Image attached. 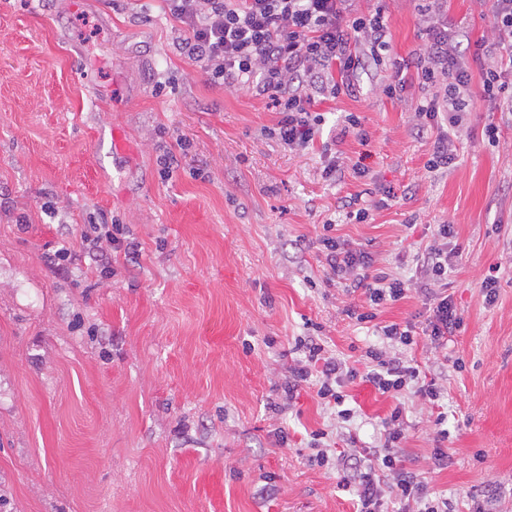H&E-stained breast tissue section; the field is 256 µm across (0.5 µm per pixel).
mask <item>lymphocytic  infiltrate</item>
Returning a JSON list of instances; mask_svg holds the SVG:
<instances>
[{
    "label": "lymphocytic infiltrate",
    "mask_w": 512,
    "mask_h": 512,
    "mask_svg": "<svg viewBox=\"0 0 512 512\" xmlns=\"http://www.w3.org/2000/svg\"><path fill=\"white\" fill-rule=\"evenodd\" d=\"M423 22L424 51L416 59L390 53V26L383 6L355 11L351 0H160L161 11L179 23L180 41L187 56L200 63L213 83L245 87L270 95L277 111L271 134L285 148L313 143L324 120L312 109L314 92L336 98L350 94L360 72L382 66L391 72L386 85L395 95L404 85L403 74L414 71L427 87L415 112L421 128L447 115L449 128L460 127L462 114L473 102L471 75L462 51L464 32L449 33L447 0H415ZM494 18L492 41H478L484 59L482 97L503 112H512V0H491ZM453 225H438L435 240L417 257L416 276L402 279L376 268V256L360 245L333 235L324 225L316 242L327 266L329 281L348 291H363L369 309H349L348 317L365 323L377 319L385 306L420 297L427 311L424 336L442 345L463 325L452 300L442 290L458 249L448 246ZM304 361L290 370L289 392L313 386L322 404L334 409L337 419L354 416L346 408L345 388L355 381L371 384L396 404L383 418L380 444L365 452L357 447L341 451L343 486L353 488L356 512H381L385 496L398 500L404 512H448V500L430 491L427 482L401 463L408 421L402 399L414 393L437 408L443 386L427 376L418 361L390 355L386 347L370 346L361 362L329 354L312 338H297ZM448 417L433 420L434 437L444 442Z\"/></svg>",
    "instance_id": "1"
}]
</instances>
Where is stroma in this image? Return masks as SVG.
I'll list each match as a JSON object with an SVG mask.
<instances>
[{
  "label": "stroma",
  "mask_w": 512,
  "mask_h": 512,
  "mask_svg": "<svg viewBox=\"0 0 512 512\" xmlns=\"http://www.w3.org/2000/svg\"><path fill=\"white\" fill-rule=\"evenodd\" d=\"M379 3L392 55H418L412 0L353 7ZM492 27L490 9L448 0L450 31L476 41ZM180 37L125 0H0V512H355L333 444L345 432L377 446L393 399L348 385L341 429L312 388L283 398L304 358L297 337L346 358L381 341L345 314L363 296L329 284L316 249L290 246L326 224L402 278L435 225H454L447 289L464 326L446 348L421 335L402 351L450 362L448 465L433 467L431 410L411 395L403 464L453 512H512V116L481 98V57L468 56L475 100L460 132L420 133L415 76L391 98L388 71H370L354 95L317 100V138L289 150L268 134L270 100L211 83ZM351 112L364 137L341 135ZM441 137L457 159L432 171ZM169 148L178 167L164 180ZM356 195L368 222L345 217ZM103 213L138 246L113 255L108 278L81 236ZM62 247L77 256L65 273L51 264ZM320 429L326 467L310 460Z\"/></svg>",
  "instance_id": "35a3bbf8"
}]
</instances>
